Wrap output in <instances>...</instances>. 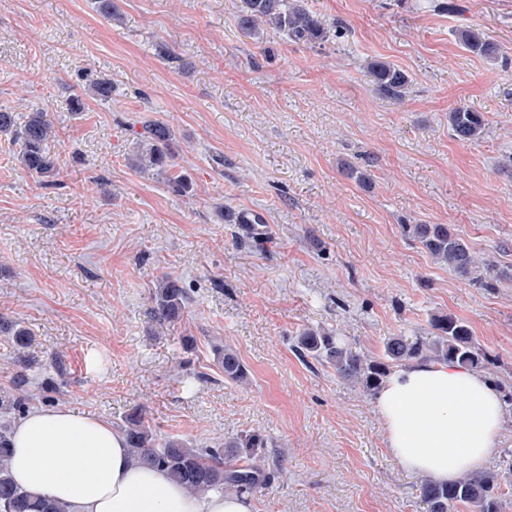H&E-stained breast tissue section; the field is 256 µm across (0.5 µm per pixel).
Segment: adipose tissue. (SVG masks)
<instances>
[{
  "label": "adipose tissue",
  "instance_id": "adipose-tissue-1",
  "mask_svg": "<svg viewBox=\"0 0 512 512\" xmlns=\"http://www.w3.org/2000/svg\"><path fill=\"white\" fill-rule=\"evenodd\" d=\"M389 454L407 472L440 483L496 457L506 411L485 374L455 363L415 361L396 368L377 394ZM14 481L70 512H250L247 497L192 496L166 472L133 461L120 432L67 408L33 410L12 433Z\"/></svg>",
  "mask_w": 512,
  "mask_h": 512
}]
</instances>
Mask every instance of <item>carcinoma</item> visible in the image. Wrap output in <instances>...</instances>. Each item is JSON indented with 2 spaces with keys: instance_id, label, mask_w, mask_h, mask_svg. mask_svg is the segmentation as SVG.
<instances>
[{
  "instance_id": "1",
  "label": "carcinoma",
  "mask_w": 512,
  "mask_h": 512,
  "mask_svg": "<svg viewBox=\"0 0 512 512\" xmlns=\"http://www.w3.org/2000/svg\"><path fill=\"white\" fill-rule=\"evenodd\" d=\"M97 10L114 23L122 21L116 0H96ZM237 24L242 33L256 42L268 33L282 34L295 43H316L329 38L330 29L319 15L310 10L306 0H241ZM460 44L470 52L492 59L499 48L478 28L457 29ZM368 72L376 91L399 102L409 85L407 74L395 65L373 60ZM87 91L102 100L112 98V82L93 79ZM448 123L454 136L462 141L481 137L485 120L481 113L459 107L448 113ZM12 138L19 147L18 161L41 178H55L57 157L51 152L56 139L47 113L35 111L19 124L11 112L0 111V136ZM170 129L163 123L150 121L143 125L131 154V166L146 175H168L170 187L177 193L188 194V181L174 172L175 152L171 146ZM404 231L420 243L436 263L448 267L460 278L477 288H493L496 265L481 256L446 224H405ZM241 239L251 246L264 243L265 225L260 217L250 224L240 225ZM191 303V296L182 282L171 276L162 277L151 295L149 317L152 324L168 329L179 322ZM431 331L426 336H390L382 353L370 356L358 351L347 339L323 327H308L296 338L294 348L303 360L312 359L328 366L347 383L365 394H373L395 366L414 361L453 362L471 370L484 372L495 365L493 359L476 342L469 324L448 313H438L429 321ZM0 333L10 337L18 350V363L26 366L29 357V332L13 321L0 317ZM215 357L224 379L245 384L249 380L246 366L238 353L228 346H215ZM25 377H15L12 390L0 393V409L23 412ZM132 456L146 464L164 470L169 478L193 495H205L213 490L242 496L258 488L261 472L249 463H237L238 449L266 448L268 439L259 433L242 434L216 448H204L179 438L159 441L147 413L136 408L128 412L117 425ZM12 446L10 432L0 430V512H69L66 504L51 497H33L21 489L10 472ZM503 475L499 471L465 472L455 481L439 484L429 478L420 481L419 491L427 512H453L464 507L468 512H503Z\"/></svg>"
}]
</instances>
